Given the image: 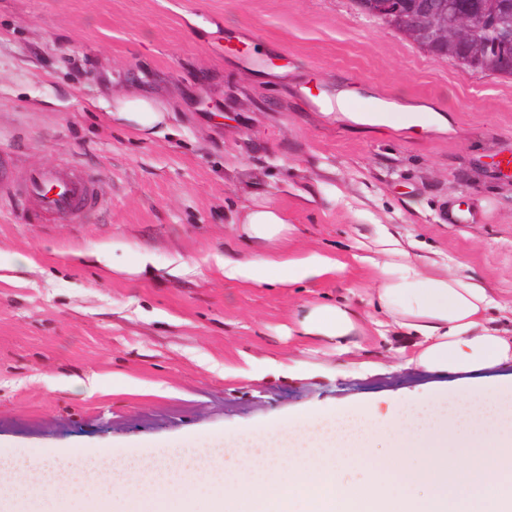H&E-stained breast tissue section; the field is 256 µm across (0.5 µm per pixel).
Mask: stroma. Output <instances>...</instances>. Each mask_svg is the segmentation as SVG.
I'll return each instance as SVG.
<instances>
[{"mask_svg": "<svg viewBox=\"0 0 512 512\" xmlns=\"http://www.w3.org/2000/svg\"><path fill=\"white\" fill-rule=\"evenodd\" d=\"M342 91L427 106L448 128L357 125L326 110ZM117 96L167 105L162 134L89 104ZM508 159L512 79L435 58L351 0H0V177L19 188L36 166L73 169L100 198L75 224L0 213V444L149 450L303 408L384 412L457 383L396 369L392 335L364 342L382 375L242 372L253 358L335 363L286 329L309 302L370 314L385 233L426 269L481 280L512 336ZM260 200L286 213L289 251L344 271L286 292L225 283L217 258L259 250L234 220ZM453 209L473 222L449 223ZM141 253L151 264L128 272Z\"/></svg>", "mask_w": 512, "mask_h": 512, "instance_id": "35a3bbf8", "label": "stroma"}]
</instances>
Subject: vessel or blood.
<instances>
[{
  "instance_id": "vessel-or-blood-1",
  "label": "vessel or blood",
  "mask_w": 512,
  "mask_h": 512,
  "mask_svg": "<svg viewBox=\"0 0 512 512\" xmlns=\"http://www.w3.org/2000/svg\"><path fill=\"white\" fill-rule=\"evenodd\" d=\"M19 192L33 203L32 209L19 214L26 223L43 218L77 222L98 205L97 188L92 180L52 166L32 169L19 191L9 183L0 182V201L13 199Z\"/></svg>"
}]
</instances>
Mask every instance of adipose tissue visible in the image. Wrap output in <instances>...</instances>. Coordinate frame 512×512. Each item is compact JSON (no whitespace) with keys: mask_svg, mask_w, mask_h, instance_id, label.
Returning a JSON list of instances; mask_svg holds the SVG:
<instances>
[{"mask_svg":"<svg viewBox=\"0 0 512 512\" xmlns=\"http://www.w3.org/2000/svg\"><path fill=\"white\" fill-rule=\"evenodd\" d=\"M113 121L141 137L158 135L166 105L145 96L99 101ZM239 232L249 242L267 246L259 255L225 258L218 267L225 281L258 287L310 286L336 275L341 263L311 251L296 257L280 250L288 220L275 205L258 202L239 218ZM384 261L369 297L375 311L366 319L348 306L311 303L293 327L297 336L333 346L337 355L362 348L368 327L393 328L408 337L401 365L435 374H471L496 366H512V337L492 325L489 314L498 302L480 281L445 270L429 271L399 242L382 238Z\"/></svg>","mask_w":512,"mask_h":512,"instance_id":"1","label":"adipose tissue"}]
</instances>
